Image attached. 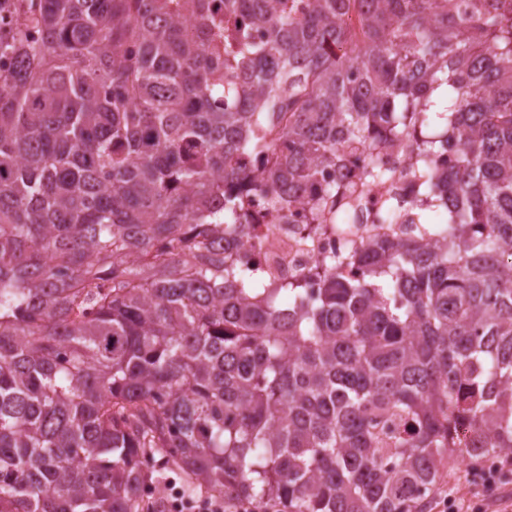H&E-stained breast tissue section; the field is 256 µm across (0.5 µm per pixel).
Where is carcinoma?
I'll list each match as a JSON object with an SVG mask.
<instances>
[{
    "label": "carcinoma",
    "mask_w": 512,
    "mask_h": 512,
    "mask_svg": "<svg viewBox=\"0 0 512 512\" xmlns=\"http://www.w3.org/2000/svg\"><path fill=\"white\" fill-rule=\"evenodd\" d=\"M33 2L41 39L0 36V512H144L158 458L258 509L419 512L445 465L512 448V14ZM403 137L448 244H371L360 280L328 259L314 295L213 248Z\"/></svg>",
    "instance_id": "carcinoma-1"
}]
</instances>
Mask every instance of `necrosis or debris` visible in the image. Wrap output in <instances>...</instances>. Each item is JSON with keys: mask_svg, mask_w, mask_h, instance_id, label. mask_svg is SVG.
I'll list each match as a JSON object with an SVG mask.
<instances>
[{"mask_svg": "<svg viewBox=\"0 0 512 512\" xmlns=\"http://www.w3.org/2000/svg\"><path fill=\"white\" fill-rule=\"evenodd\" d=\"M417 150L409 140L388 153L359 151L334 165L320 169L321 185L349 180L357 171L380 166L387 179L362 186L351 208L357 219L339 231L316 228L307 221L311 189L295 192L278 219H271L266 198H257L245 230L225 233L224 254L249 257L255 270L274 279L306 275L316 263L340 258L352 247H364L383 239L414 234L410 210L417 197Z\"/></svg>", "mask_w": 512, "mask_h": 512, "instance_id": "obj_1", "label": "necrosis or debris"}]
</instances>
